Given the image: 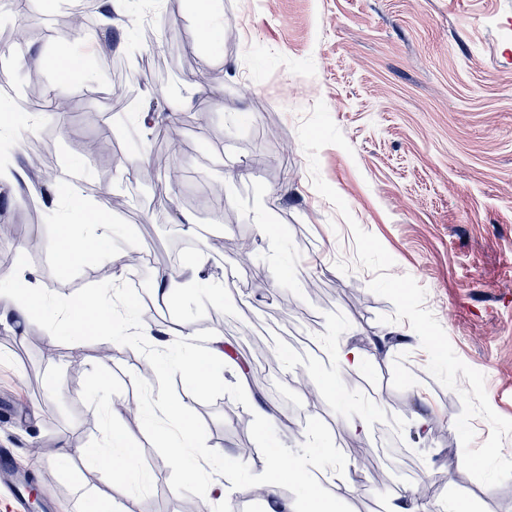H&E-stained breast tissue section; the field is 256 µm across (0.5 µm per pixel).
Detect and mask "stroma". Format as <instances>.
<instances>
[{
  "label": "stroma",
  "instance_id": "1",
  "mask_svg": "<svg viewBox=\"0 0 512 512\" xmlns=\"http://www.w3.org/2000/svg\"><path fill=\"white\" fill-rule=\"evenodd\" d=\"M227 39L200 40L188 0H116L98 20L97 53L62 30L66 0H41L27 40L13 55L33 54L36 73L0 66L18 95L31 89L73 98L66 121L36 114L32 135L18 138L8 168L23 167L43 145L52 162L43 177L0 181V222L22 238L0 242V262L26 268L62 308L106 288L96 271L108 254L130 247L149 254L139 287L117 272L125 300L178 352L184 328L199 348L221 341L226 357L211 388L195 392L180 373L140 370L159 348L132 340L98 359L97 317L83 335L57 336L47 355L49 323L33 313L0 324V451L9 450L37 485L52 487V512H78L81 495L103 502L109 477L96 450L110 431L133 448L147 476L125 498L127 512H264L270 456L283 465L328 460L315 493L328 512H386L405 495L430 512L458 498L474 512H512V479L494 487L464 468L455 428L458 390L428 372L429 355L409 322H390L393 304L373 293L372 272L356 263L352 225L373 234L392 256L394 275L426 291L424 306L455 353L485 376L489 403L512 419V0H223ZM152 9L167 13L169 33L156 45L139 27ZM123 62L110 81L103 55ZM81 57L84 70L64 75ZM348 142L323 147L321 177L344 199L343 218L313 187L297 128L317 101ZM179 103L201 114L184 128L170 165L172 184L152 174L157 149L133 140L134 113L150 102ZM98 139L112 152L103 173L78 153ZM80 169L87 206L104 204L112 230L74 266L62 267L50 244L82 211L58 194V180ZM265 209L274 237L253 220ZM194 217L189 235L183 214ZM249 238L248 262L236 243ZM223 284L224 300L204 292L181 303L155 296L159 279L196 255ZM359 349L363 368L342 375L341 397L321 384L336 345ZM183 399L200 432L183 467L159 447L146 416ZM391 433L404 457L380 448ZM69 440L76 455L30 460L35 440ZM223 452L222 470L209 467ZM198 472L197 479L186 476ZM362 470L363 485L344 491L340 472ZM222 481L224 499H211ZM282 501L306 512V484L279 487Z\"/></svg>",
  "mask_w": 512,
  "mask_h": 512
}]
</instances>
